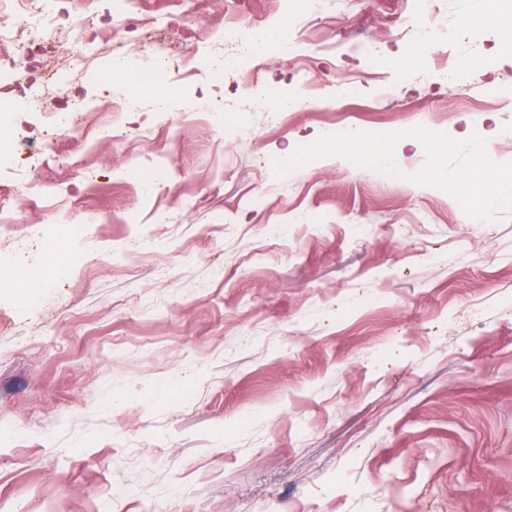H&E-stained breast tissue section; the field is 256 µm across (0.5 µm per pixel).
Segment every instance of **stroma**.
Listing matches in <instances>:
<instances>
[{
	"mask_svg": "<svg viewBox=\"0 0 512 512\" xmlns=\"http://www.w3.org/2000/svg\"><path fill=\"white\" fill-rule=\"evenodd\" d=\"M509 11L10 0L1 28L43 30L0 44V201L53 231L27 270L65 271L0 288V512H512V205L461 203L512 126ZM368 125L388 170L335 149Z\"/></svg>",
	"mask_w": 512,
	"mask_h": 512,
	"instance_id": "stroma-1",
	"label": "stroma"
}]
</instances>
